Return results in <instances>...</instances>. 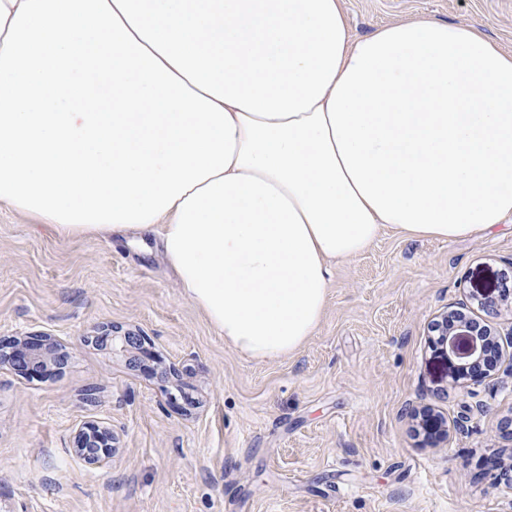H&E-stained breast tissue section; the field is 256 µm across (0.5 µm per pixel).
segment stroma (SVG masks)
I'll return each instance as SVG.
<instances>
[{
	"label": "stroma",
	"instance_id": "35a3bbf8",
	"mask_svg": "<svg viewBox=\"0 0 512 512\" xmlns=\"http://www.w3.org/2000/svg\"><path fill=\"white\" fill-rule=\"evenodd\" d=\"M352 38L431 17L480 25L512 52V0H344ZM512 273V221L494 234L416 238L388 227L333 267L323 317L295 353L256 362L187 297L155 239L57 235L0 207V339L49 337L62 369L0 365V512H512L497 461L512 377L447 387L428 327L481 309ZM143 337L140 348L121 336ZM482 410H475L476 402ZM430 405L448 443L411 415ZM88 423L113 451L77 453Z\"/></svg>",
	"mask_w": 512,
	"mask_h": 512
}]
</instances>
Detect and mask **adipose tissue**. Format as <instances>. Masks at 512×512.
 Here are the masks:
<instances>
[{"instance_id": "ef3b65f1", "label": "adipose tissue", "mask_w": 512, "mask_h": 512, "mask_svg": "<svg viewBox=\"0 0 512 512\" xmlns=\"http://www.w3.org/2000/svg\"><path fill=\"white\" fill-rule=\"evenodd\" d=\"M0 204L158 233L225 342L278 359L384 227L512 217V52L430 18L354 40L343 0H0Z\"/></svg>"}]
</instances>
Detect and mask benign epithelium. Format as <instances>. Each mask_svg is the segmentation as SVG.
Wrapping results in <instances>:
<instances>
[{
	"label": "benign epithelium",
	"mask_w": 512,
	"mask_h": 512,
	"mask_svg": "<svg viewBox=\"0 0 512 512\" xmlns=\"http://www.w3.org/2000/svg\"><path fill=\"white\" fill-rule=\"evenodd\" d=\"M475 322L476 319L461 311L447 310L430 326L432 348L457 359L453 371L448 373L453 386L462 382L473 385L481 383L497 368L502 357L499 333L485 325L483 331L488 336L489 343L479 341L475 339ZM4 358L19 372H33L53 361V354L49 344L33 339L13 345L11 351L5 355L0 353V360ZM417 418L425 432L434 436L442 432V423L436 414L420 412ZM111 440L109 431L96 424H88L79 432L78 453L87 463L97 464L102 456L109 454Z\"/></svg>",
	"instance_id": "1"
}]
</instances>
